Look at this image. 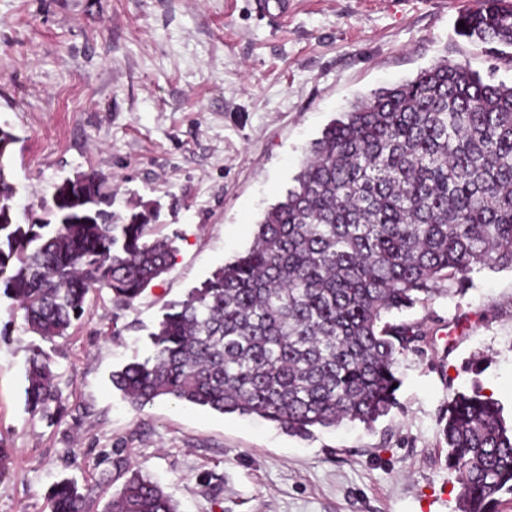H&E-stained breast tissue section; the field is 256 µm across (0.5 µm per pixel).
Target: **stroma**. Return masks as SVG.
Listing matches in <instances>:
<instances>
[{
    "label": "stroma",
    "instance_id": "obj_1",
    "mask_svg": "<svg viewBox=\"0 0 512 512\" xmlns=\"http://www.w3.org/2000/svg\"><path fill=\"white\" fill-rule=\"evenodd\" d=\"M477 0H288L279 20L253 0H0V124L18 141L17 207L96 170L116 194L154 203L175 237L169 270L133 309L89 294L65 336L42 344L62 397L25 405L37 336L0 300V512H49L52 484L75 481L103 512L132 470L178 512H459L440 444L454 390L484 361L485 394L512 413V271H474L465 292L394 314L425 320L400 360L398 405L372 428L288 434L257 417L156 399L142 411L109 380L150 353L164 306L252 244L294 184L312 142L356 100L441 60L512 82V66L456 32Z\"/></svg>",
    "mask_w": 512,
    "mask_h": 512
}]
</instances>
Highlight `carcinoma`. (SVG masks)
<instances>
[{"mask_svg":"<svg viewBox=\"0 0 512 512\" xmlns=\"http://www.w3.org/2000/svg\"><path fill=\"white\" fill-rule=\"evenodd\" d=\"M460 36L512 55V0L459 16ZM16 135L0 125V289L44 341L66 335L90 293L129 310L170 267L172 240L152 236V213L119 214L95 170L56 185L42 214L19 217L8 160ZM296 186L257 224L250 248L168 304L152 354L112 372L136 409L159 397L221 414L256 416L286 432L359 422L397 405L399 357L423 323L391 324L448 284L462 292L478 266L512 270V84L439 62L331 121ZM25 404L45 414L61 399L50 356L31 349ZM460 512H497L512 495V421L475 385L443 417ZM50 512H89L69 481ZM104 512H177L135 470Z\"/></svg>","mask_w":512,"mask_h":512,"instance_id":"1","label":"carcinoma"}]
</instances>
